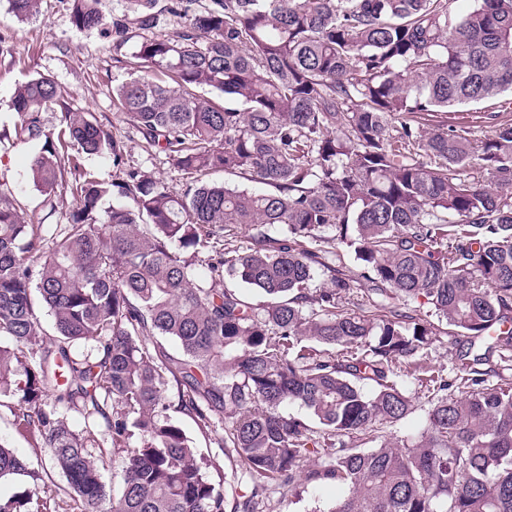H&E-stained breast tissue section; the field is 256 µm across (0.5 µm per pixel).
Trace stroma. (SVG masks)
Listing matches in <instances>:
<instances>
[{"instance_id":"stroma-1","label":"stroma","mask_w":512,"mask_h":512,"mask_svg":"<svg viewBox=\"0 0 512 512\" xmlns=\"http://www.w3.org/2000/svg\"><path fill=\"white\" fill-rule=\"evenodd\" d=\"M36 73L52 77L73 110L92 113L112 133L125 130L122 114L112 106V91L127 79L128 69L113 63L111 43L95 30L75 32L65 0H41L38 16L28 20L18 19L9 11L6 0H0V132L12 129L18 120L11 108L16 87ZM489 112L512 120V93L454 108L450 117L452 124L465 130L470 139L480 140L490 133L484 121ZM40 148L37 141L0 142V184L17 193L29 222L51 231L56 225L67 223L73 198L67 194L50 201L35 187L29 160ZM127 163L173 189H181L184 184L181 173L164 155L137 143H130ZM399 381L412 398L411 414L398 423L383 424L361 435L362 447L374 448L382 441L412 436L422 430L432 394L420 385L411 366H402ZM180 423L186 435L194 439L199 455L218 459L220 467L209 470V479L225 486L227 495L239 494L238 479L244 466L236 454L222 451L213 439L202 437L191 418L181 417ZM343 493L339 486L324 484L298 496L272 481L260 508L261 512H313L318 507L327 512Z\"/></svg>"}]
</instances>
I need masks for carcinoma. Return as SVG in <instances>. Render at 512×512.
Instances as JSON below:
<instances>
[{
	"label": "carcinoma",
	"mask_w": 512,
	"mask_h": 512,
	"mask_svg": "<svg viewBox=\"0 0 512 512\" xmlns=\"http://www.w3.org/2000/svg\"><path fill=\"white\" fill-rule=\"evenodd\" d=\"M6 2L38 13L39 0ZM66 2L76 31L99 30L120 64L134 46L144 69L113 91L123 136L40 73L11 100L13 140L42 142L33 182L73 207L48 235L0 188V409L43 458L0 444V480L25 484L0 512H59L54 471L77 512H225L172 411L222 433L255 478L344 486L329 512H512V380L487 384L512 362V120L488 114L492 134L474 141L435 119L512 91V0L459 16L455 0H125L109 16L103 0ZM165 15L182 26L163 30ZM132 141L192 181L175 191L126 168ZM84 154L112 158L121 180L94 178ZM212 171L270 190L203 182ZM114 193L129 203L102 209ZM339 244L357 277L336 267ZM318 274L327 287H310ZM434 317L467 347L454 376L423 369L439 393L423 431L359 447L410 413L395 369L427 356ZM288 403L308 417L279 412ZM132 438L115 496L105 458ZM264 491L231 512H258Z\"/></svg>",
	"instance_id": "1"
}]
</instances>
